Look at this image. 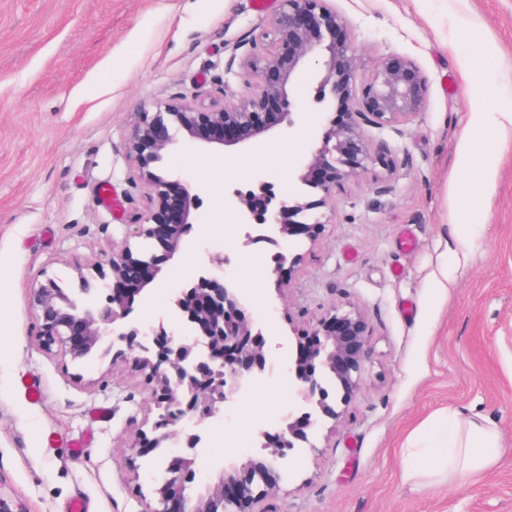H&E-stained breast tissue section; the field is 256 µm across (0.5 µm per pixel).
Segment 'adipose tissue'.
Here are the masks:
<instances>
[{
    "label": "adipose tissue",
    "mask_w": 512,
    "mask_h": 512,
    "mask_svg": "<svg viewBox=\"0 0 512 512\" xmlns=\"http://www.w3.org/2000/svg\"><path fill=\"white\" fill-rule=\"evenodd\" d=\"M498 430L487 420L438 418L407 440L404 473L420 483H456L489 471L502 454Z\"/></svg>",
    "instance_id": "ef3b65f1"
}]
</instances>
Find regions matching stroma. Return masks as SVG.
<instances>
[{
    "label": "stroma",
    "mask_w": 512,
    "mask_h": 512,
    "mask_svg": "<svg viewBox=\"0 0 512 512\" xmlns=\"http://www.w3.org/2000/svg\"><path fill=\"white\" fill-rule=\"evenodd\" d=\"M348 22L358 80L392 56L414 60L428 96L410 121L364 124L374 153L362 180L320 208L322 231L304 244L286 296L268 279L270 255L233 266L262 312L266 335L313 326L332 308L364 321L361 380L283 477L267 512H512V144L494 125L470 126L476 105L512 102V0H329ZM279 0H0V512H65L84 495L93 512H142L153 469H131L126 445L154 415L151 390L126 362H74L42 348L32 288L51 276L79 283L77 267L111 258L145 211L146 187L126 152L139 113L169 103H237L256 78L249 62L269 47ZM480 47L471 58V47ZM470 139L474 164L460 148ZM496 152L492 179L467 202L476 161ZM295 155L252 143L214 157L187 147L161 167L211 186L186 246L139 321L164 322L178 280L229 242L214 217L224 189L266 174L287 179ZM448 276L450 286L435 282ZM35 376L38 400L21 379ZM288 404L280 373L245 390L235 412L206 427L211 471L237 456L258 420ZM106 406V420L88 412ZM486 416L503 452L482 476L420 487L402 469L407 436L436 414ZM60 438L45 444L47 434ZM94 445L73 458L68 440Z\"/></svg>",
    "instance_id": "35a3bbf8"
}]
</instances>
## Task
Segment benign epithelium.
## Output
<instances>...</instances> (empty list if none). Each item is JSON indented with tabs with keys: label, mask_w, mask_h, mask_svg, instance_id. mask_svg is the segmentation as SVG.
Listing matches in <instances>:
<instances>
[{
	"label": "benign epithelium",
	"mask_w": 512,
	"mask_h": 512,
	"mask_svg": "<svg viewBox=\"0 0 512 512\" xmlns=\"http://www.w3.org/2000/svg\"><path fill=\"white\" fill-rule=\"evenodd\" d=\"M282 2L248 95L232 105L170 104L162 113L142 112L129 130L127 153L142 171L147 199L134 225L137 246L126 241L112 250L90 279L77 269L76 296L51 277L32 290L37 336L45 347L58 345L74 361L93 353L128 360L150 385L155 418L150 434L128 445L132 465L179 438L180 454L161 460L165 478L143 512H269L263 502L279 491L278 468L297 449L313 447L314 436L340 417L360 382L364 323L358 313L332 310L310 328L293 329L286 345L268 341L224 272L231 262L227 254L212 257V269L181 280L173 296L189 336L132 318L135 298H149L163 278L155 250L172 257L182 249L193 212L209 192L200 183L169 180L152 165L190 144L220 153L276 134L291 137L315 115L317 139L297 160L288 190L277 192L274 181L259 176L224 192V214L244 228L241 246L277 248L264 276L283 297L287 274L303 259L290 247L302 239L316 242L322 226L307 212L334 201L344 182L362 180L372 162L362 121L405 123L426 101L427 78L408 57H386L367 82L357 81L355 50L343 37L347 22L327 0ZM315 66L321 78L311 89L301 78ZM284 347L288 415L275 425L259 424V457L205 475L208 449L198 428L232 413L237 396L261 380L273 351Z\"/></svg>",
	"instance_id": "benign-epithelium-1"
}]
</instances>
